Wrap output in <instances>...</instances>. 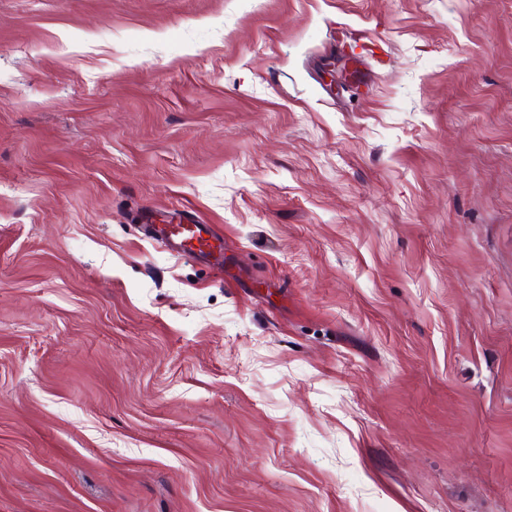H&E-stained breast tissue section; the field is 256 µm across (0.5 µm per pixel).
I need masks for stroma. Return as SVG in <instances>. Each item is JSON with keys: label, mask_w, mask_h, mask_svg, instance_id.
Returning a JSON list of instances; mask_svg holds the SVG:
<instances>
[{"label": "stroma", "mask_w": 512, "mask_h": 512, "mask_svg": "<svg viewBox=\"0 0 512 512\" xmlns=\"http://www.w3.org/2000/svg\"><path fill=\"white\" fill-rule=\"evenodd\" d=\"M0 512H512V0H0ZM187 224H182V221ZM164 224H148V234L152 240L161 242L175 255H193L196 258H215L222 263V245L211 233L207 224H198L188 217H180L178 224L163 220Z\"/></svg>", "instance_id": "35a3bbf8"}]
</instances>
